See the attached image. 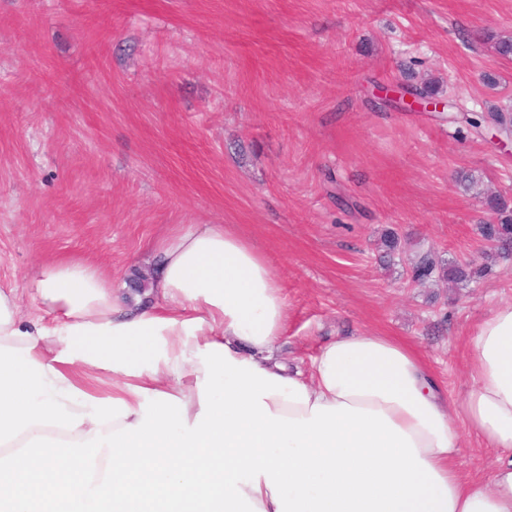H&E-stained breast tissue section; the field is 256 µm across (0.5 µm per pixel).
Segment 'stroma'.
Here are the masks:
<instances>
[{"instance_id": "stroma-1", "label": "stroma", "mask_w": 512, "mask_h": 512, "mask_svg": "<svg viewBox=\"0 0 512 512\" xmlns=\"http://www.w3.org/2000/svg\"><path fill=\"white\" fill-rule=\"evenodd\" d=\"M512 0H0V287L79 257L148 274L177 224H230L288 305L279 355L357 332L418 346L452 401L464 346L512 303V265L420 288L409 255L480 256L512 155L465 113L512 108ZM431 83L444 111H407ZM405 255L379 260L386 230Z\"/></svg>"}]
</instances>
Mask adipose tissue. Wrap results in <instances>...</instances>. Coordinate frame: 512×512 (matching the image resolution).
<instances>
[{
	"instance_id": "obj_1",
	"label": "adipose tissue",
	"mask_w": 512,
	"mask_h": 512,
	"mask_svg": "<svg viewBox=\"0 0 512 512\" xmlns=\"http://www.w3.org/2000/svg\"><path fill=\"white\" fill-rule=\"evenodd\" d=\"M145 288L84 259L0 287L6 512H512V305L468 347L452 403L416 348L360 332L307 368L276 354L288 307L229 224L159 239ZM496 449L489 483L460 434Z\"/></svg>"
}]
</instances>
